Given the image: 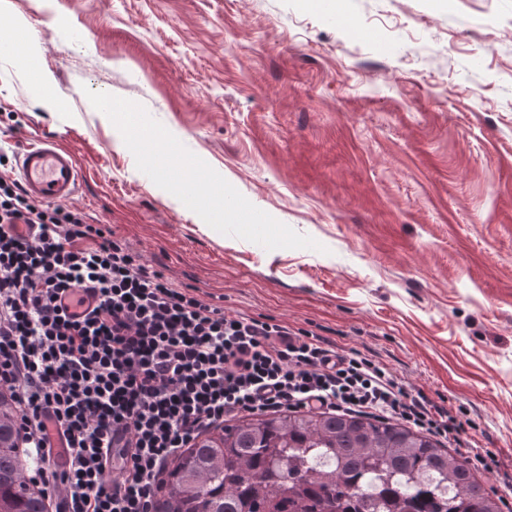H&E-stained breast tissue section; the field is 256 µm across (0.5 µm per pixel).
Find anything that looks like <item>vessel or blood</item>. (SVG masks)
Listing matches in <instances>:
<instances>
[{
	"label": "vessel or blood",
	"instance_id": "vessel-or-blood-1",
	"mask_svg": "<svg viewBox=\"0 0 512 512\" xmlns=\"http://www.w3.org/2000/svg\"><path fill=\"white\" fill-rule=\"evenodd\" d=\"M16 169L24 191L35 199L66 200L79 187L75 155L53 137L40 136L23 147L18 153Z\"/></svg>",
	"mask_w": 512,
	"mask_h": 512
}]
</instances>
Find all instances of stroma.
<instances>
[{
  "instance_id": "stroma-1",
  "label": "stroma",
  "mask_w": 512,
  "mask_h": 512,
  "mask_svg": "<svg viewBox=\"0 0 512 512\" xmlns=\"http://www.w3.org/2000/svg\"><path fill=\"white\" fill-rule=\"evenodd\" d=\"M137 102L322 244L216 240L86 90ZM76 155L65 208L225 311L386 366L491 452L512 512V0H0V172Z\"/></svg>"
}]
</instances>
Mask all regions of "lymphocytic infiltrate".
<instances>
[{"mask_svg":"<svg viewBox=\"0 0 512 512\" xmlns=\"http://www.w3.org/2000/svg\"><path fill=\"white\" fill-rule=\"evenodd\" d=\"M0 387L55 512H154L168 463L210 427L279 408L461 423L375 361L225 313L80 210L0 175Z\"/></svg>","mask_w":512,"mask_h":512,"instance_id":"obj_1","label":"lymphocytic infiltrate"}]
</instances>
